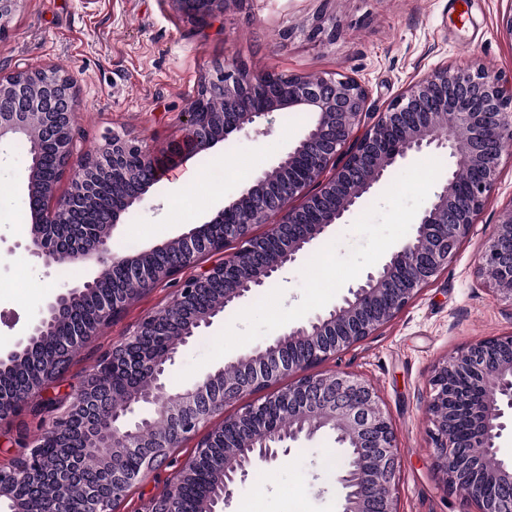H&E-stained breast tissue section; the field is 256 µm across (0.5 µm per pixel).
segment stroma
<instances>
[{"mask_svg": "<svg viewBox=\"0 0 512 512\" xmlns=\"http://www.w3.org/2000/svg\"><path fill=\"white\" fill-rule=\"evenodd\" d=\"M511 9L512 0H229L224 13L197 23L170 0H20L0 36V74L27 67L68 71L75 80L78 150L96 149L113 132L162 149L182 135L183 114L203 74L232 56L255 71L354 77L367 89L373 112L445 64L476 62L510 79L512 38L503 34L501 18ZM317 23L326 33L310 37ZM304 127L295 112L282 111L271 135L240 133L202 152L192 166L202 175L208 164L223 166V184L199 196L195 183L160 181L114 230L113 253L126 254L130 242L149 249L202 224L214 203L249 185ZM27 166L26 151L0 149V340L23 336L52 295L94 275L77 265L44 268L17 249L31 227ZM511 201L512 158L505 157L483 211L447 268L374 335L318 366L354 373L376 390L397 436L399 512L472 510L448 493L434 467L426 402L439 361L467 344L512 332V305L496 300L477 273L478 255ZM180 286L165 281L140 294L84 342L22 412L0 420V468L10 467L45 432L51 401L70 398L102 353L164 308ZM194 452V440L183 441L172 465L155 471L115 512H146L167 490L175 464ZM328 459L345 462L332 434L301 440L249 475L228 512H247L255 502L261 512H339L336 486L324 474Z\"/></svg>", "mask_w": 512, "mask_h": 512, "instance_id": "obj_1", "label": "stroma"}]
</instances>
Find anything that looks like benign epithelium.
<instances>
[{
  "mask_svg": "<svg viewBox=\"0 0 512 512\" xmlns=\"http://www.w3.org/2000/svg\"><path fill=\"white\" fill-rule=\"evenodd\" d=\"M184 14L204 22L224 12L225 0H172ZM224 101V122L215 130L212 102ZM367 90L341 74L281 75L257 73L236 60L226 59L206 75L185 113V132L166 150L155 152L129 134L112 133L91 154L76 151L74 125L76 97L72 76L59 69H24L0 75V100L12 108L0 111V146L20 140L32 144L27 167L31 228L24 250L44 267L58 263L51 230L69 224L74 211L95 194L99 178L138 165L140 188L112 207L116 225L148 189L170 168L184 165L232 134L272 132L275 112L298 109L312 114L313 125L288 142L284 154L261 168L251 184L203 225L179 238L189 260L173 272L141 263L143 253H112L110 236L80 244L69 256L75 264L103 266L121 263L131 280L144 288L178 276L182 270L199 271L182 283L168 307L181 306L209 281L224 280V305H236L253 288L295 263L297 256L379 185L393 168L425 149L448 155V176L433 191L429 204L414 222L412 235L368 273L366 280L348 289L332 309L305 324L288 328L257 347L192 382L179 392L167 391V377L181 348L196 331L209 327L221 314L208 309L196 315L188 336L162 355L144 359L151 370L150 386L123 397L112 408L108 447L121 449L122 460L112 464V499L120 500L142 485L157 468L173 441L195 436L224 406L267 391L264 399L246 403L224 424L244 422L250 427L249 444L224 457L222 512L237 485L260 463L288 453L302 437L330 431L345 449L347 461L336 471L341 490L340 512H398L396 481L400 471L397 438L376 392L348 372H315L320 363L373 335L406 308L417 292L433 281L456 254L484 208L496 181L498 164L512 155V82L481 67L445 66L431 71L397 95L382 112L366 111ZM54 146L57 176L41 175L38 146ZM471 175L465 193L458 179ZM70 175V190L63 197L56 186ZM260 196L268 205L243 209V201ZM318 221L308 223L309 215ZM303 225L297 236L284 239L280 254L246 278L236 276L240 255L260 251L264 237L253 234L256 224L272 219ZM234 242L237 251L217 262L198 266L200 248L211 254ZM478 273L500 301L512 305V201L504 208L488 244L478 259ZM97 280L83 288L56 294L41 309L27 334L6 347V356L44 333L51 316L67 306L75 294L95 289ZM129 300L105 297L96 322L68 337L72 346L96 334L99 325L112 321ZM155 316L144 318L123 343L100 360L117 371L120 353L154 329ZM283 389L272 385L283 377ZM98 375L82 386L79 398L58 403L47 434L56 438L69 425L76 409L95 401ZM432 394L427 404L436 448L434 466L448 491L473 503L474 512H512V458L500 454V442L512 433V333L468 346L434 367ZM273 408L288 418V429L258 425L256 420ZM213 433L196 443L194 456L184 460L171 487L152 500L148 512H177L176 488L196 461L212 447ZM37 438L21 457L20 468L0 470V497L15 481L42 472L49 457Z\"/></svg>",
  "mask_w": 512,
  "mask_h": 512,
  "instance_id": "benign-epithelium-1",
  "label": "benign epithelium"
}]
</instances>
